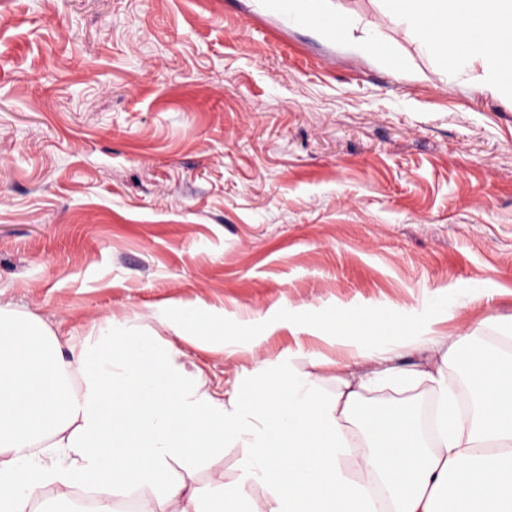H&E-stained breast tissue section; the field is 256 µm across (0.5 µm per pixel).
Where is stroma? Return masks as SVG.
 I'll return each instance as SVG.
<instances>
[{
  "label": "stroma",
  "mask_w": 512,
  "mask_h": 512,
  "mask_svg": "<svg viewBox=\"0 0 512 512\" xmlns=\"http://www.w3.org/2000/svg\"><path fill=\"white\" fill-rule=\"evenodd\" d=\"M333 2L397 63L254 0H0V300L64 346L107 316L159 332L219 392L267 358L333 391L322 322L354 311L495 345L512 94L447 75L378 0ZM178 305L240 347L161 328ZM243 455L172 473L205 501Z\"/></svg>",
  "instance_id": "obj_1"
}]
</instances>
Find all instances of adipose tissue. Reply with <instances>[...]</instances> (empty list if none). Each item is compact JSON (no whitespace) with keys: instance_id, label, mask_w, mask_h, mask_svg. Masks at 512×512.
Masks as SVG:
<instances>
[{"instance_id":"obj_1","label":"adipose tissue","mask_w":512,"mask_h":512,"mask_svg":"<svg viewBox=\"0 0 512 512\" xmlns=\"http://www.w3.org/2000/svg\"><path fill=\"white\" fill-rule=\"evenodd\" d=\"M380 2L446 73L467 67L488 91L512 92V0ZM164 324L227 341L223 320L199 307L172 308ZM327 328L348 348L335 394L269 359L225 395L187 372L173 341L107 318L65 353L42 320L0 303V512H30L47 489L67 502L82 486L97 512L154 488L150 512H512V320L496 326L500 351L353 312ZM404 337L421 353L410 368L398 362ZM452 366L470 411L448 384ZM416 382L436 398L429 444L412 415L362 404L365 391ZM230 442L245 450V483L199 503L171 462L216 458Z\"/></svg>"}]
</instances>
